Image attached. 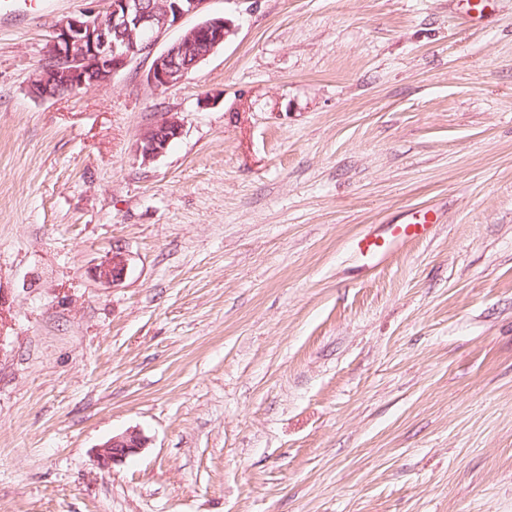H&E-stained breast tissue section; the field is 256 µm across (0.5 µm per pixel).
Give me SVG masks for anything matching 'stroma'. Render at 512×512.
Masks as SVG:
<instances>
[{"label": "stroma", "mask_w": 512, "mask_h": 512, "mask_svg": "<svg viewBox=\"0 0 512 512\" xmlns=\"http://www.w3.org/2000/svg\"><path fill=\"white\" fill-rule=\"evenodd\" d=\"M91 3L0 30V512H512V0H208L182 83L33 99ZM182 133V124L177 117L168 115L156 125L146 130L137 146L142 163H150L161 156L169 143ZM440 216L432 209L410 211L401 224H378L373 232L358 237L354 251L364 269L385 263L412 241L426 240L434 235ZM127 271V259L124 252L121 249L112 251V254L105 257L99 264L94 268L95 278L105 284H111L112 286L120 282L125 276ZM144 445L145 439L140 432L126 431L112 436V439L101 446L98 452L99 461L104 467L123 463L128 457L140 453Z\"/></svg>", "instance_id": "obj_1"}]
</instances>
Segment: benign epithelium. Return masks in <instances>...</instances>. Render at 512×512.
Segmentation results:
<instances>
[{
	"mask_svg": "<svg viewBox=\"0 0 512 512\" xmlns=\"http://www.w3.org/2000/svg\"><path fill=\"white\" fill-rule=\"evenodd\" d=\"M208 0H104L99 9H86L58 24L49 42L45 64L35 72L28 93L36 99L56 98L111 81L135 58L152 59L146 82L155 89L181 83L187 71L176 67L179 59L197 66L234 32L233 22L222 15L204 13ZM201 19L160 52L156 46L168 31L189 16ZM182 133L178 118L168 115L146 130L137 146L138 157L147 164L156 160L169 143ZM127 271L120 249L112 251L94 268L95 278L115 284ZM145 439L135 430L112 437L101 446L99 461L105 467L119 464L140 453Z\"/></svg>",
	"mask_w": 512,
	"mask_h": 512,
	"instance_id": "benign-epithelium-1",
	"label": "benign epithelium"
}]
</instances>
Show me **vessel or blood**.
I'll use <instances>...</instances> for the list:
<instances>
[{"instance_id":"1","label":"vessel or blood","mask_w":512,"mask_h":512,"mask_svg":"<svg viewBox=\"0 0 512 512\" xmlns=\"http://www.w3.org/2000/svg\"><path fill=\"white\" fill-rule=\"evenodd\" d=\"M439 222L440 217L434 210L411 211L402 223L381 224L358 237L354 251L363 268L378 267L411 242L432 237Z\"/></svg>"}]
</instances>
